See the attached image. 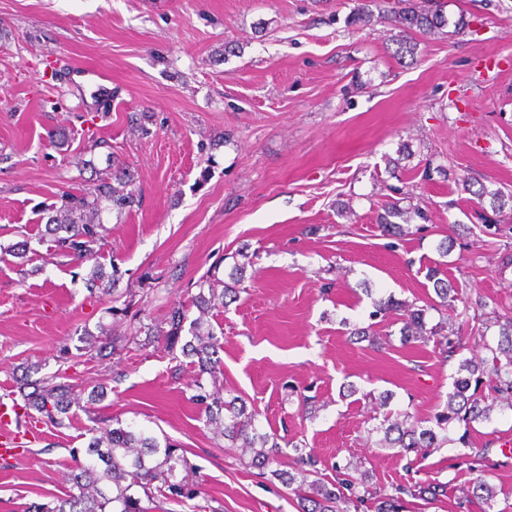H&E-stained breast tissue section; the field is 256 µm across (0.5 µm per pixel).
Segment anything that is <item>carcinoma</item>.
Instances as JSON below:
<instances>
[{
	"instance_id": "1",
	"label": "carcinoma",
	"mask_w": 512,
	"mask_h": 512,
	"mask_svg": "<svg viewBox=\"0 0 512 512\" xmlns=\"http://www.w3.org/2000/svg\"><path fill=\"white\" fill-rule=\"evenodd\" d=\"M404 6L394 13L395 22L402 32L418 30L431 34L448 25L439 10H429L400 0ZM112 205L122 210L137 202L135 190L108 188ZM98 198L88 192L81 196L67 197L64 205L55 210L45 224V232L53 238L58 251L86 261L95 254L94 246L100 244L104 227L93 220ZM378 224L391 235H402L401 223L408 222V211L394 203L382 206ZM435 292L448 306L458 300V293L446 279H436ZM235 289L218 279L200 283L199 292L192 299V306L199 315L190 320L188 310L178 307L171 311L169 329L165 332L170 348L181 345V354L189 359L194 377L189 386L204 389L202 380L209 376L217 380L220 373L218 350L220 340L208 321L212 309L226 304V298ZM403 312L400 330L406 343H426L439 337L441 350L452 356L460 349V342L451 338L445 328L427 327L426 309L415 304L402 303L388 298L376 304L375 314L391 311ZM190 338L181 341L182 332ZM492 359H464L459 371L465 376L453 382V390L441 410L428 419H419L411 413L390 414L372 431L383 434L377 442L379 448H395L397 454L427 455L454 441L467 444L472 424L488 421L496 406L505 403L512 407V318L500 325L496 345H484ZM61 374L31 381L24 379L19 391L25 401L22 409L34 408L37 421L55 429L72 425L76 411L91 413L94 405L103 401L107 393L92 389L89 393L76 386L58 381ZM32 392L26 394L24 389ZM204 405L205 426L227 441L225 447L241 450L240 463L248 469L268 470L283 485L291 489L301 512H349V507L359 508L371 504L375 512H400L407 497L432 500L447 494L448 484L424 482L413 485L396 484L390 487L370 482L362 462L334 463L335 477L327 480L319 472L318 461L306 452L300 442L287 440L279 443V436L262 432L256 426L258 412L248 408L240 397L226 398L219 389L196 395ZM464 428L456 439L449 437L453 427ZM90 435L83 460L76 462L69 475L70 488L64 496H54L48 502H32L27 512H161L164 502H181L196 495L195 483L189 475L199 474L184 453L168 439H160L152 432L131 425L103 422L88 429ZM292 448V466L280 468L282 446ZM468 493L483 505V512H491L496 492L478 476L468 487Z\"/></svg>"
}]
</instances>
